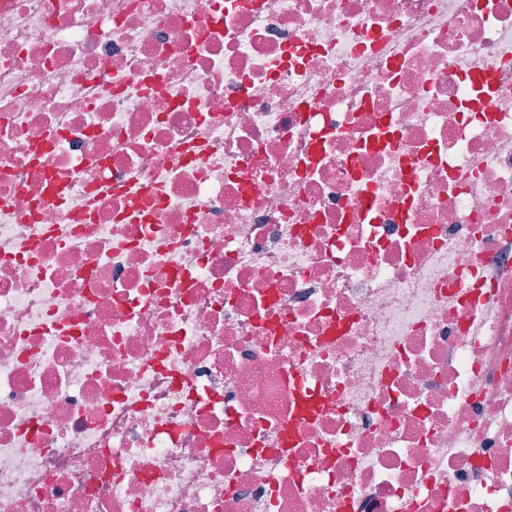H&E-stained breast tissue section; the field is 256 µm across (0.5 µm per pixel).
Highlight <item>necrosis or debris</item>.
Returning a JSON list of instances; mask_svg holds the SVG:
<instances>
[{
	"label": "necrosis or debris",
	"mask_w": 512,
	"mask_h": 512,
	"mask_svg": "<svg viewBox=\"0 0 512 512\" xmlns=\"http://www.w3.org/2000/svg\"><path fill=\"white\" fill-rule=\"evenodd\" d=\"M0 512H512V0H0Z\"/></svg>",
	"instance_id": "obj_1"
}]
</instances>
